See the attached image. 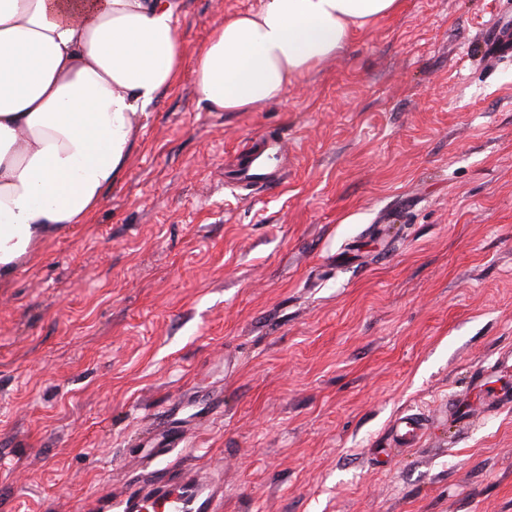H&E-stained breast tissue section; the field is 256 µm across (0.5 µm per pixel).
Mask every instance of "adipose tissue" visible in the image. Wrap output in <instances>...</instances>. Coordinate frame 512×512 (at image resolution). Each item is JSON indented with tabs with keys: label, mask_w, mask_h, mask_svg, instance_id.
Listing matches in <instances>:
<instances>
[{
	"label": "adipose tissue",
	"mask_w": 512,
	"mask_h": 512,
	"mask_svg": "<svg viewBox=\"0 0 512 512\" xmlns=\"http://www.w3.org/2000/svg\"><path fill=\"white\" fill-rule=\"evenodd\" d=\"M399 0H263L226 16L195 56L220 112L277 100L335 55L350 24ZM175 0H0V275L52 226L81 224L120 177L133 118L183 64Z\"/></svg>",
	"instance_id": "adipose-tissue-1"
}]
</instances>
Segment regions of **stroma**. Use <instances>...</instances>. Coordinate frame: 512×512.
Here are the masks:
<instances>
[{"mask_svg":"<svg viewBox=\"0 0 512 512\" xmlns=\"http://www.w3.org/2000/svg\"><path fill=\"white\" fill-rule=\"evenodd\" d=\"M185 62L89 223L0 278V512H108L188 473L219 512H512V411L438 412L512 351L503 0H400L281 98L219 112L197 49L260 0H177ZM280 182L236 186L261 133ZM430 423L384 456L403 415Z\"/></svg>","mask_w":512,"mask_h":512,"instance_id":"35a3bbf8","label":"stroma"}]
</instances>
